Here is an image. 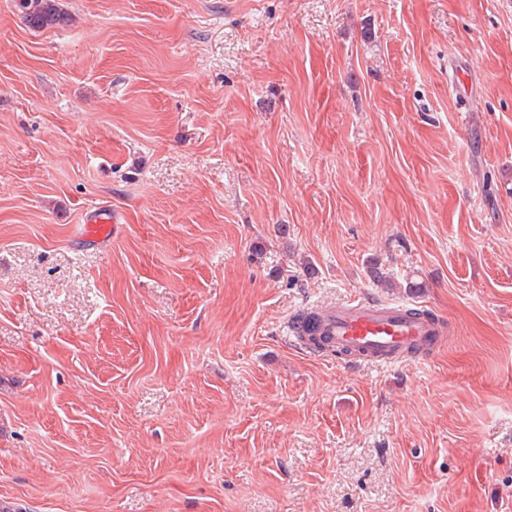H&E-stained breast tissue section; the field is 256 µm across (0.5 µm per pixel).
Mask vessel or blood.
Returning a JSON list of instances; mask_svg holds the SVG:
<instances>
[{"label":"vessel or blood","instance_id":"1","mask_svg":"<svg viewBox=\"0 0 512 512\" xmlns=\"http://www.w3.org/2000/svg\"><path fill=\"white\" fill-rule=\"evenodd\" d=\"M112 214L86 221L83 237L103 241L112 235ZM285 330L291 344L306 349L311 333L330 349L345 352L353 363L390 365L410 350L427 356L441 347L447 333L444 319L421 314L418 306L394 300L354 298L315 307L312 325L288 319Z\"/></svg>","mask_w":512,"mask_h":512}]
</instances>
